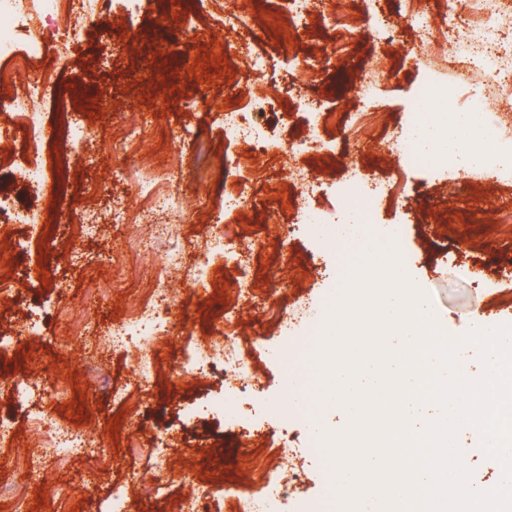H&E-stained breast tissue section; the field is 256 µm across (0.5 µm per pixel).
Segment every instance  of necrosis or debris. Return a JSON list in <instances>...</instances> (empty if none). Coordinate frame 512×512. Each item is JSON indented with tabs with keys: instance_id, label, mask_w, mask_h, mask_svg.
Segmentation results:
<instances>
[{
	"instance_id": "necrosis-or-debris-1",
	"label": "necrosis or debris",
	"mask_w": 512,
	"mask_h": 512,
	"mask_svg": "<svg viewBox=\"0 0 512 512\" xmlns=\"http://www.w3.org/2000/svg\"><path fill=\"white\" fill-rule=\"evenodd\" d=\"M98 3L99 0H42L44 12L57 19L54 44L57 57L64 58L70 53L71 33L86 30L89 20L100 16ZM423 4L424 0H410L409 10L415 27L422 32L434 65H446L449 45L463 38L469 44V51L458 60L457 87L464 92H482L486 89L487 80L491 79L495 82L496 92L512 90V48L501 51L491 46L497 28L512 29V0H465V12L460 20L444 17L437 23L426 22ZM221 11L225 33H235L240 37L239 52L248 70L255 74L264 73L269 66L268 58L255 51L250 41L241 38L245 19L235 0H223ZM32 19L30 0H0V59L12 64L9 71L0 73V85L12 88L11 93L0 92V141L18 143L25 153L27 166L22 172L23 180L37 196L45 181L48 168L45 154L51 139L31 107L44 97L51 85V76L32 69L33 61L42 56L46 48L43 40L33 33ZM275 97V88L266 84L255 86L246 98L232 96L224 101V136L245 143L246 151L238 157L237 165L240 172L247 175L260 172L262 155L275 145L273 136L260 125L248 121L247 113L252 106L271 102ZM509 134L512 135V114L506 112L497 121L481 122L473 145L474 151L483 159L481 174L504 184L512 183V165L502 164L499 154ZM137 175L146 198V207L138 214V221L159 225L163 233L169 235L177 233L180 218L188 205L170 192V171L155 170L142 164ZM341 190L347 210L365 224L373 220L386 196L382 188L368 187L354 177L342 182ZM241 205L239 190L225 191L224 206L216 216L215 233L198 246L194 256V281L201 287L212 283L225 261L238 256L235 236L226 231L223 223ZM181 264L180 254L172 252L165 265L156 268L147 282L146 293L126 311L124 322L113 329V347L134 354L146 351L154 357L166 348L179 329L178 322L170 320L168 312L172 297L170 282ZM227 339L223 326H210L201 343L184 354L183 372L200 379L206 376L212 364L219 362L224 366L225 390H233L235 385L245 383L249 372L236 350L226 348ZM27 421L37 438L31 448L16 459L17 468L24 470L27 477L0 486V512H20L28 499V477L42 456L55 455L61 465L74 455L99 464L112 457L111 449L99 447L94 438L83 431L60 425L45 408L29 411Z\"/></svg>"
}]
</instances>
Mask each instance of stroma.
<instances>
[{
	"instance_id": "1",
	"label": "stroma",
	"mask_w": 512,
	"mask_h": 512,
	"mask_svg": "<svg viewBox=\"0 0 512 512\" xmlns=\"http://www.w3.org/2000/svg\"><path fill=\"white\" fill-rule=\"evenodd\" d=\"M254 18V48L267 55L265 83L275 85L277 99L251 118L280 141V148L263 158L259 174L244 185V210L234 225L242 244H255L240 265H227L223 289L199 297L193 280L192 255L210 232V218L201 208L189 210L178 235L164 238L155 259L164 262L168 252H180L183 267L173 282L170 316L180 328L167 353L155 362V383L145 391H133L135 408L112 401V391L129 385L138 370L137 359L113 350L110 332L124 319L136 288L147 280L146 263L126 250L129 239L156 234V227L132 222L141 205L139 190L125 170L133 159L104 151L114 124L146 115L148 135L138 146L153 165L169 167L173 156L183 166L174 174V193L212 205L222 203L223 186L234 183V161L242 143L224 138L221 114L224 98L246 92L255 80L231 46L222 15L214 0H138L126 7L124 0H105L108 24L73 35L72 53L66 65H58L54 50H46L35 68L50 71L56 88L35 109L46 127L57 136L47 160L53 168L56 193L45 235L32 240L24 229L14 238L15 277L21 291L0 307V337L11 336L19 321L38 324V340L19 350L0 351V384L27 379L47 388L49 379L72 381L69 400L54 412L60 424L70 425L112 449L109 474L86 467L79 459L59 466L51 459L38 462L31 483L32 500L27 512H66L76 489L89 491L84 512H109L112 488L124 484L129 473L149 478L153 458L132 453L121 445V435L138 429L141 439L162 447L171 434L187 433L188 447L168 458L175 479L165 495H128L125 512H178V503L190 485L202 482L213 497L204 512H225L228 496L270 498L275 512H337L330 494L333 460L310 422L338 430L348 418L343 411L318 403L327 384L316 365L302 361L298 367L305 385V405L288 417H271L276 401L286 392L282 366L273 353L283 336L294 334L305 350H320L323 339L306 328L288 331L285 320L301 301L323 305L333 313L336 287L356 263L354 252L325 248L311 235L296 214L284 210L280 200L296 193L292 178L304 170L318 184L313 208L325 214L341 213L345 199L338 186L353 172L362 178L383 179L396 187L384 199L367 231L395 227L399 246L412 258L408 271L420 295L438 313L437 324L452 342H461L472 331V315L495 328L512 327V234L503 232L499 216L512 210V184H493L471 171L444 166L441 159L408 168L388 149L389 139L418 117L431 124L435 105L415 112L412 98L428 76L427 50L420 34L404 19L406 0H336L337 10L357 16L367 35L351 40L340 51L332 45L338 35L316 17L298 19L297 57L317 62L311 80L299 81V70L286 58L271 31L278 18L293 9L292 0H236ZM194 32L184 41L181 23ZM137 33L140 47L129 55L118 29ZM226 40L230 49L216 56L211 46ZM376 81L371 102H364L361 85ZM187 98L206 99V106L184 111ZM342 115L340 124L320 127L317 146L298 157H289L284 145L310 132L308 106ZM383 112L387 122L377 128L371 144L349 139V128L362 111ZM71 122L91 124V136L100 149L87 158L76 157L66 139ZM22 161L11 145L0 148V211L12 214L33 203L27 186L14 169ZM110 171L108 190L98 196L99 230L73 242L71 211L79 186L97 182ZM124 209L127 221L114 222L112 213ZM117 259L106 263L103 254ZM479 265L484 279L476 283L466 274ZM45 268L48 278H31L35 267ZM111 284L106 296L88 292L89 280ZM239 307L235 347L251 374L248 384L235 393L224 390V367L214 364L197 382H184L181 357L200 342L210 324L225 318L230 307ZM100 331L99 368L86 369L88 337L79 333L83 322ZM225 408L218 416L217 408ZM30 403L0 407V484L16 481V456L29 448L32 434L26 422ZM117 431H110V420ZM287 448L299 479L287 492L277 491L279 462L275 453ZM259 460L270 472L269 481L254 483L251 460Z\"/></svg>"
}]
</instances>
